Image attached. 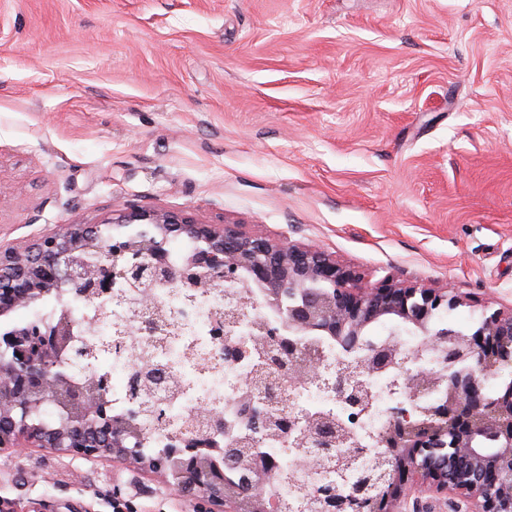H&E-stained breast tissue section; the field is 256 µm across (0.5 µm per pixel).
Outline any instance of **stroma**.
Instances as JSON below:
<instances>
[{
    "mask_svg": "<svg viewBox=\"0 0 512 512\" xmlns=\"http://www.w3.org/2000/svg\"><path fill=\"white\" fill-rule=\"evenodd\" d=\"M512 309V0H0V245L123 208ZM24 512H209L156 474L0 457Z\"/></svg>",
    "mask_w": 512,
    "mask_h": 512,
    "instance_id": "obj_1",
    "label": "stroma"
}]
</instances>
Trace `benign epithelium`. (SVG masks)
I'll list each match as a JSON object with an SVG mask.
<instances>
[{
    "label": "benign epithelium",
    "mask_w": 512,
    "mask_h": 512,
    "mask_svg": "<svg viewBox=\"0 0 512 512\" xmlns=\"http://www.w3.org/2000/svg\"><path fill=\"white\" fill-rule=\"evenodd\" d=\"M114 224H150L152 248L149 263L132 264L125 277L162 278L173 284L181 278L196 280L205 287L234 281L246 271L251 283L263 289L271 307H281L286 289L318 288L286 310L288 326L333 336L347 350L363 347V336L375 322L387 319L406 325L424 336V343L438 352L448 366V379L441 381L425 371L407 381L411 389L442 386L445 396L430 410L432 422L417 423L413 412L399 406L379 435L388 457L378 461L382 488L372 495V476L360 474L347 496L324 494L322 512H340L352 501H369L372 512H434L442 497L448 505L465 512H512V390L494 398L485 390L488 375L512 367V310L499 309L484 316L474 332L463 333L447 346L434 338L430 320L434 311L460 304L446 288H429L384 279L376 284L343 267L324 251L293 243L271 241L248 235L236 224H198L191 217L170 211L130 210L112 219ZM94 227L62 224L36 242L22 247L0 246V316L62 288L108 291L115 280L113 268L88 260ZM184 235L202 243L184 272L167 263L170 238ZM74 323L62 316L59 324L35 327L19 337L0 336V346L12 348L6 364L0 363V454L15 448H45L61 454L76 453L86 458L117 459L141 472L162 474L190 498L202 497L210 512H269L258 496H247L240 488L224 490V480L195 461L167 465L135 454L130 447L132 426L116 423L103 411L90 422L78 411L61 426L47 429L28 420L30 398L69 389L66 377L56 374L58 359L70 350L85 359L82 348H68ZM398 347L388 345L367 350L364 369H381L391 364ZM334 390L349 406L365 401L360 386L348 373L339 374ZM308 445L324 448L316 460L321 468L333 457L331 447L343 437L338 433L304 432ZM452 442L455 453L444 463L423 457L430 448H445ZM271 460L256 452L246 466L258 480L268 474Z\"/></svg>",
    "instance_id": "7a95c632"
}]
</instances>
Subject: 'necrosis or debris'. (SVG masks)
<instances>
[{
    "label": "necrosis or debris",
    "mask_w": 512,
    "mask_h": 512,
    "mask_svg": "<svg viewBox=\"0 0 512 512\" xmlns=\"http://www.w3.org/2000/svg\"><path fill=\"white\" fill-rule=\"evenodd\" d=\"M68 313L76 340H90L99 350L94 370L65 363L63 369L75 385H82L91 372L107 374L108 399L113 413L123 416L140 410L130 401L133 377L142 361L162 371L155 395L163 407L161 422H143L141 446L148 452L177 445L190 434L188 423L195 411H216L224 422V434L217 446L234 443L245 431L249 414L278 405L298 414L330 412L344 419L351 437L368 455H377L376 436L393 408L408 404L400 386L406 373L422 369L442 372L435 354L424 342L415 340L404 326H382L372 330L371 341L401 345L395 363L364 374L369 404L363 411L347 409L337 401L331 382L337 372L355 366L356 356L344 354L335 340L304 335L289 329L279 311L266 307L257 288L246 276L201 291L188 283L154 288L150 301H140L135 289L117 287L106 295H87L63 289L44 305L40 321L54 325L60 313ZM276 327L288 339L314 352L315 377L280 381L264 390L252 382L258 361L255 350L257 324ZM276 463L275 472L262 487L274 512L302 497L306 488L291 482L301 471L304 459L317 456L314 448H294L281 438L267 439L262 447Z\"/></svg>",
    "instance_id": "obj_1"
}]
</instances>
